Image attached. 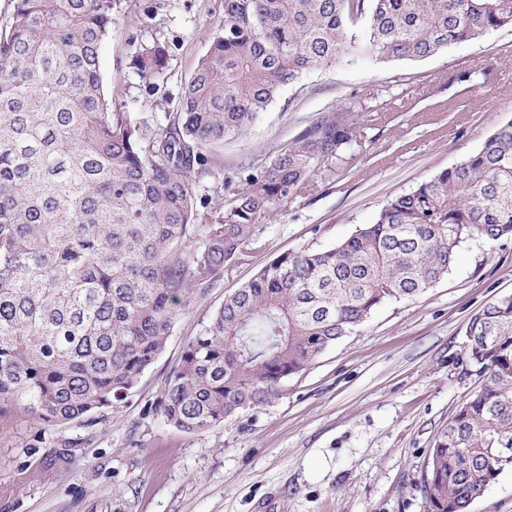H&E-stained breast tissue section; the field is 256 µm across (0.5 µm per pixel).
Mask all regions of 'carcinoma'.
Instances as JSON below:
<instances>
[{
  "label": "carcinoma",
  "instance_id": "1",
  "mask_svg": "<svg viewBox=\"0 0 512 512\" xmlns=\"http://www.w3.org/2000/svg\"><path fill=\"white\" fill-rule=\"evenodd\" d=\"M115 0H14L0 32V401L67 424L117 410L164 350L178 307L246 255L257 224L351 145L345 112L258 166L210 151L244 136L279 92L354 43L386 62L425 59L512 25V0H224V23L151 127L106 98L99 49ZM167 46L136 48L145 78ZM210 179L224 186L212 221ZM512 235V121L460 164L389 199L324 251L281 253L224 299L189 342L155 408L199 434L258 409L281 382L381 305L425 293L461 244ZM477 383L436 435L427 512H468L512 471V296L469 321Z\"/></svg>",
  "mask_w": 512,
  "mask_h": 512
}]
</instances>
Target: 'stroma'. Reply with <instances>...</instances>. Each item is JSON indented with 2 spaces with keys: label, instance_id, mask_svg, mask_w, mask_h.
Masks as SVG:
<instances>
[{
  "label": "stroma",
  "instance_id": "35a3bbf8",
  "mask_svg": "<svg viewBox=\"0 0 512 512\" xmlns=\"http://www.w3.org/2000/svg\"><path fill=\"white\" fill-rule=\"evenodd\" d=\"M223 21L224 0H119L99 51L112 107L148 121L176 111ZM354 33V48L284 87L216 162L233 170L267 158L340 110L353 113L356 142L258 224L246 257L194 293L120 411L57 426L0 407V512H256L266 499L277 512H426L428 450L476 387L458 362L467 324L512 295V235L466 240L433 288L380 306L262 408L199 434L152 408L187 344L273 257L336 246L512 120V26L391 63L364 51L363 26ZM156 38L170 59L154 81L131 54Z\"/></svg>",
  "mask_w": 512,
  "mask_h": 512
}]
</instances>
